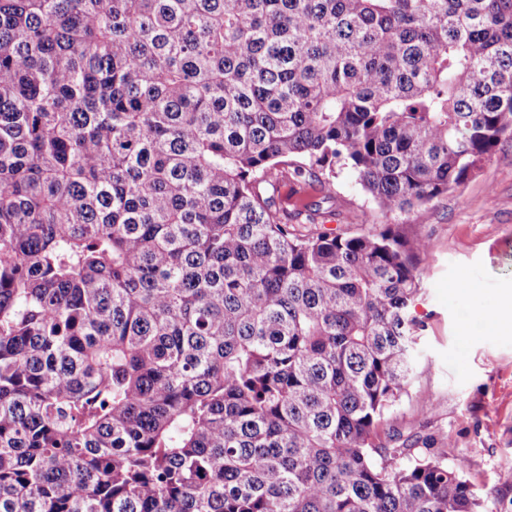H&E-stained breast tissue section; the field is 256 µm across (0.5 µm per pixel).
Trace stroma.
I'll list each match as a JSON object with an SVG mask.
<instances>
[{"label": "stroma", "instance_id": "stroma-1", "mask_svg": "<svg viewBox=\"0 0 512 512\" xmlns=\"http://www.w3.org/2000/svg\"><path fill=\"white\" fill-rule=\"evenodd\" d=\"M334 204L319 185L282 183L281 206L300 218L304 234L366 232L386 221L431 240L420 259L425 293L412 307L426 328L418 343L409 393L386 415L384 428L434 439L448 463L467 458L468 479L480 491L500 488L512 468V334L496 329L492 312L512 290V132L464 184L413 211L386 218L349 172L337 176Z\"/></svg>", "mask_w": 512, "mask_h": 512}]
</instances>
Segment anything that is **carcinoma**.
Here are the masks:
<instances>
[{"instance_id": "carcinoma-1", "label": "carcinoma", "mask_w": 512, "mask_h": 512, "mask_svg": "<svg viewBox=\"0 0 512 512\" xmlns=\"http://www.w3.org/2000/svg\"><path fill=\"white\" fill-rule=\"evenodd\" d=\"M512 131V0H0V512H504L382 440L425 237Z\"/></svg>"}]
</instances>
